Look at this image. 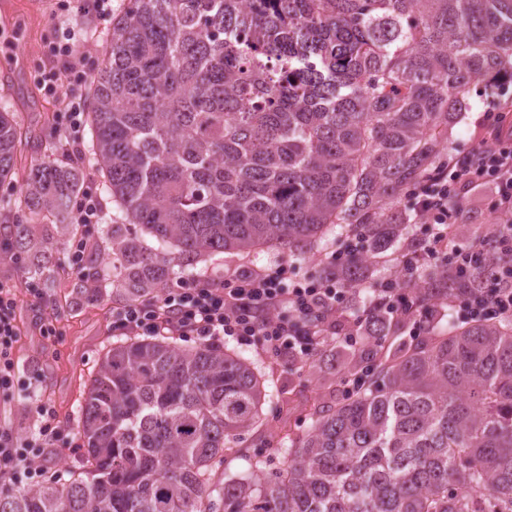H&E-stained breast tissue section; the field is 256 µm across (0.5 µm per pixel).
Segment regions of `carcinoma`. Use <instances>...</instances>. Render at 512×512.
<instances>
[{
  "label": "carcinoma",
  "mask_w": 512,
  "mask_h": 512,
  "mask_svg": "<svg viewBox=\"0 0 512 512\" xmlns=\"http://www.w3.org/2000/svg\"><path fill=\"white\" fill-rule=\"evenodd\" d=\"M90 81L92 148L42 163L28 213L0 223L17 256L42 251L71 216L82 170L97 168L121 223L107 229L114 287L148 297L175 265L230 250L304 253L329 229L367 241L336 266L367 280L408 239L397 200L440 165L448 127L477 84L512 85V0H127ZM22 132L0 108V184ZM77 286L102 269L78 256ZM497 254L462 276L416 270L429 300L476 288ZM391 349V321L344 363L364 386L314 407L286 445L264 428L265 376L216 343L167 336L113 343L77 425L88 470L0 492V512H512V320L470 323ZM288 461L224 476L250 431Z\"/></svg>",
  "instance_id": "obj_1"
}]
</instances>
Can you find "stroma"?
Here are the masks:
<instances>
[{
  "instance_id": "stroma-1",
  "label": "stroma",
  "mask_w": 512,
  "mask_h": 512,
  "mask_svg": "<svg viewBox=\"0 0 512 512\" xmlns=\"http://www.w3.org/2000/svg\"><path fill=\"white\" fill-rule=\"evenodd\" d=\"M106 28V21L93 16L61 11L57 0H0V105H8L32 139L31 145L18 146L13 180L0 187L1 215L13 217L20 212V191L34 165L71 159L59 146L65 135L60 117L67 101L45 94L37 82L42 70L57 66L46 54L48 43L55 33L70 30L77 55L93 69L104 52ZM487 105L483 89H476L466 112L449 131V154L462 156L479 145ZM43 224L51 237L48 271L40 281L31 282L26 271L44 258L41 253H29L19 261L11 250L0 249V283L15 288L19 325L11 355L12 385L0 389V431L39 449L37 471L20 478L23 486L82 472L86 444L77 427L78 410L101 357L116 337L112 311L121 303L107 281L97 290L74 291L77 276L70 256L76 248L98 257L104 267L112 265L102 228L88 235L81 226L58 223L51 215ZM281 262L288 263L291 277L298 280L317 270L314 259L301 260L285 252L225 253L199 261L189 270H175L172 278L190 283L230 268ZM339 343V336H326L312 363L302 364L273 357L254 344L223 341L228 348L240 349L274 380L282 402L269 424L279 435L292 438L307 432L312 406L332 402L344 392L342 366L336 357ZM47 410L55 416L53 437L41 433Z\"/></svg>"
}]
</instances>
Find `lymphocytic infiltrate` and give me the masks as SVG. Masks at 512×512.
I'll list each match as a JSON object with an SVG mask.
<instances>
[{"label":"lymphocytic infiltrate","instance_id":"f902f5d3","mask_svg":"<svg viewBox=\"0 0 512 512\" xmlns=\"http://www.w3.org/2000/svg\"><path fill=\"white\" fill-rule=\"evenodd\" d=\"M483 118L492 130L490 139L466 156H449L446 163L427 172L410 194L414 222L436 227L434 248L395 258V277L373 287L368 306L347 328L348 343L366 340L372 325L388 314L420 327L428 310L414 300L407 275L426 257L445 256L465 268L484 260L488 243L512 253V124L501 112H487ZM462 185L485 189L491 220L490 229L479 233L466 251L448 244L450 229L461 223L465 211L457 193ZM362 250V244L344 239L339 249L321 259L320 273L302 283H289L283 263L236 268L218 280L182 283L116 307L113 325L125 334L195 336L205 341L230 337L303 363L360 296V289L340 285L332 269ZM448 304L474 322L511 318L512 275L497 276L484 287L449 297Z\"/></svg>","mask_w":512,"mask_h":512}]
</instances>
